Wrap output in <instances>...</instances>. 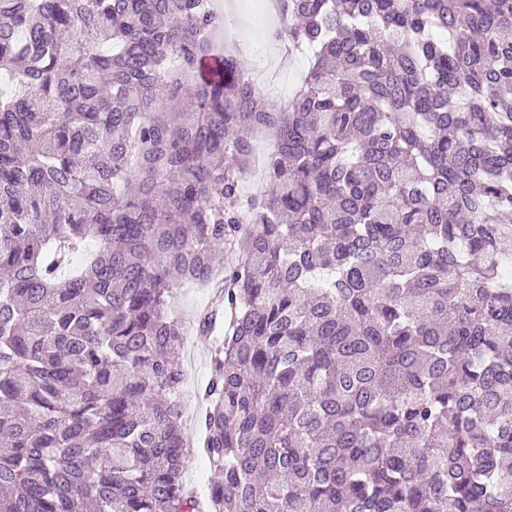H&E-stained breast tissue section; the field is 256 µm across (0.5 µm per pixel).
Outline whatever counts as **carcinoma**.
<instances>
[{
    "label": "carcinoma",
    "mask_w": 512,
    "mask_h": 512,
    "mask_svg": "<svg viewBox=\"0 0 512 512\" xmlns=\"http://www.w3.org/2000/svg\"><path fill=\"white\" fill-rule=\"evenodd\" d=\"M281 13L274 110L204 0H0V512H200L187 284L208 512H512V0ZM253 165L249 176L243 182V193L249 197H258L266 193L268 181L266 177L267 162L274 150L273 136L268 132H258L253 136ZM212 302L210 289L191 285L177 288L170 299L171 313L179 321L183 332L179 354L181 367L185 373L182 388L184 411L181 423L189 458L183 479L188 485L196 487L201 494L208 492L213 473L207 467L199 446V420L204 405L196 394L210 374V348L198 332L197 321L199 315L212 306Z\"/></svg>",
    "instance_id": "cac0c4a2"
}]
</instances>
